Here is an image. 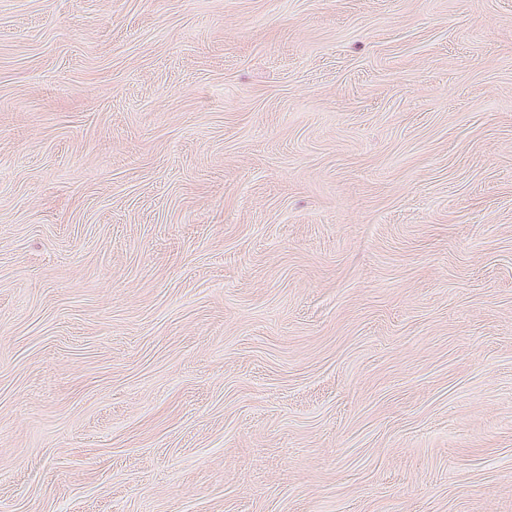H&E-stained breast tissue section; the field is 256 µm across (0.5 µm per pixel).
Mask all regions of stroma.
<instances>
[{
  "label": "stroma",
  "mask_w": 512,
  "mask_h": 512,
  "mask_svg": "<svg viewBox=\"0 0 512 512\" xmlns=\"http://www.w3.org/2000/svg\"><path fill=\"white\" fill-rule=\"evenodd\" d=\"M0 512H512V0H0Z\"/></svg>",
  "instance_id": "1"
}]
</instances>
